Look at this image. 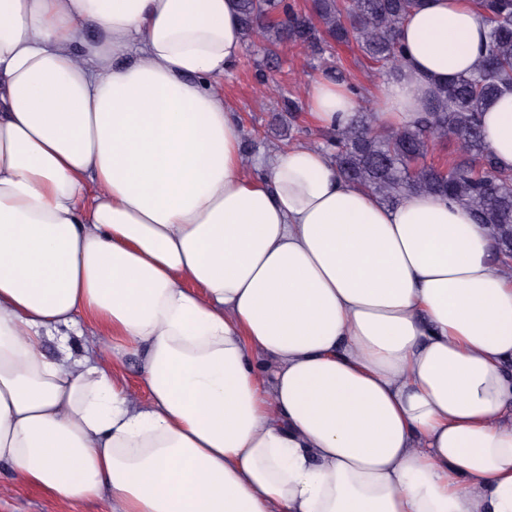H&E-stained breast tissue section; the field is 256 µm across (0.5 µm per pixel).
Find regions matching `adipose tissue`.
<instances>
[{"label": "adipose tissue", "instance_id": "1", "mask_svg": "<svg viewBox=\"0 0 512 512\" xmlns=\"http://www.w3.org/2000/svg\"><path fill=\"white\" fill-rule=\"evenodd\" d=\"M486 31L473 0H423L376 127L414 126ZM242 49L236 0H0V463L109 512H512L491 228L308 145L246 161L213 87ZM307 99L322 130L361 106L324 76ZM482 125L512 171V94ZM88 318L146 402L75 353ZM120 368L121 373L124 375L126 388L132 398L140 403L145 402L147 393L141 385L138 357L133 355L124 357Z\"/></svg>", "mask_w": 512, "mask_h": 512}]
</instances>
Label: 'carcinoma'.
<instances>
[{
	"instance_id": "cac0c4a2",
	"label": "carcinoma",
	"mask_w": 512,
	"mask_h": 512,
	"mask_svg": "<svg viewBox=\"0 0 512 512\" xmlns=\"http://www.w3.org/2000/svg\"><path fill=\"white\" fill-rule=\"evenodd\" d=\"M422 0H313L310 10L290 0H238L242 35H261L266 56L259 81L277 70L280 46L290 44L323 54L331 42L355 43L384 77H394L405 57L398 34ZM488 32L482 63L472 73L438 86L423 107L418 125L392 132L374 126V112L360 107L355 122L325 136L322 149L347 180L389 203L433 193L467 206L495 234L502 254L512 252V172L495 170L480 115L503 92L512 91V0H474ZM288 130L297 127L303 103L280 97ZM453 142L458 157L447 166L425 162L431 144Z\"/></svg>"
}]
</instances>
